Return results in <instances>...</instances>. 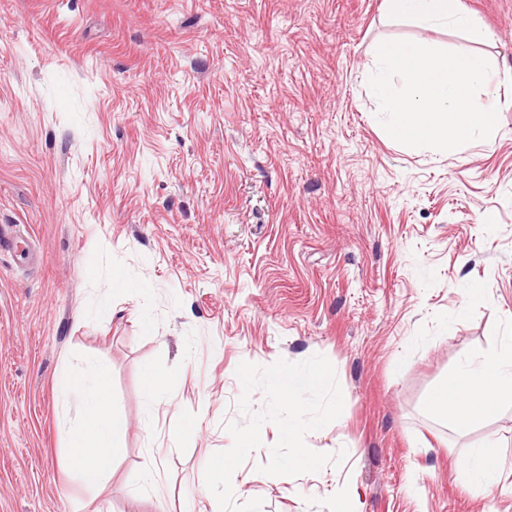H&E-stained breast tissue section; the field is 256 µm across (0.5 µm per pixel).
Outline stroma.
<instances>
[{"instance_id": "35a3bbf8", "label": "stroma", "mask_w": 512, "mask_h": 512, "mask_svg": "<svg viewBox=\"0 0 512 512\" xmlns=\"http://www.w3.org/2000/svg\"><path fill=\"white\" fill-rule=\"evenodd\" d=\"M461 2L482 37L383 0H0V225L21 233L0 255V512H84L65 441L81 415L55 382L96 362L127 421L106 512H219L204 470L242 418L238 365L315 354L344 406L305 441L345 461L259 473L279 436L265 422L235 503L512 512V407L462 430L426 408L512 339V0ZM418 39L495 60L494 140L386 137L374 48ZM155 366L176 379L151 413ZM487 438L488 496L462 471Z\"/></svg>"}]
</instances>
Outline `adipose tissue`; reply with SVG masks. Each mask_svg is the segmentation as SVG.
I'll list each match as a JSON object with an SVG mask.
<instances>
[{
    "label": "adipose tissue",
    "instance_id": "obj_1",
    "mask_svg": "<svg viewBox=\"0 0 512 512\" xmlns=\"http://www.w3.org/2000/svg\"><path fill=\"white\" fill-rule=\"evenodd\" d=\"M384 10L388 16L427 26L459 28L475 36L482 33L477 20L461 10L460 0H384ZM110 381V367L97 364L91 367L88 378L77 379L66 373L58 382L61 394L80 405L82 422L69 431L67 445L72 450L74 473L90 490L111 479L117 438L125 428L123 416L112 407ZM508 402L512 403L511 343L460 364L428 399L434 414L462 429ZM494 446L491 440L473 446L464 461L470 486L486 492L500 477Z\"/></svg>",
    "mask_w": 512,
    "mask_h": 512
}]
</instances>
